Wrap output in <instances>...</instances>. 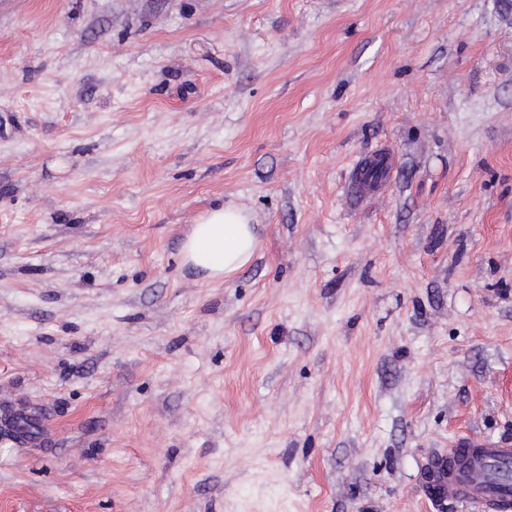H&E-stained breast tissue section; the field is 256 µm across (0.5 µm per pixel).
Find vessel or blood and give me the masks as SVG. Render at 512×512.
<instances>
[{
	"label": "vessel or blood",
	"mask_w": 512,
	"mask_h": 512,
	"mask_svg": "<svg viewBox=\"0 0 512 512\" xmlns=\"http://www.w3.org/2000/svg\"><path fill=\"white\" fill-rule=\"evenodd\" d=\"M500 466L512 467V439L460 437L447 455L431 463L430 498L457 512H512V483L500 479L496 472Z\"/></svg>",
	"instance_id": "obj_1"
}]
</instances>
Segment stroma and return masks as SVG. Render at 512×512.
Listing matches in <instances>:
<instances>
[{"instance_id": "stroma-1", "label": "stroma", "mask_w": 512, "mask_h": 512, "mask_svg": "<svg viewBox=\"0 0 512 512\" xmlns=\"http://www.w3.org/2000/svg\"><path fill=\"white\" fill-rule=\"evenodd\" d=\"M220 204L258 245L211 280ZM16 411L0 512H438L512 436V0H0ZM250 217L224 205L211 209L195 224L182 246L185 264L209 279L226 278L248 265L257 247ZM495 466L512 468L510 438L459 437L448 448V455L432 460L427 483L431 500L461 510L512 511V482L502 481ZM447 505L442 503L439 508Z\"/></svg>"}]
</instances>
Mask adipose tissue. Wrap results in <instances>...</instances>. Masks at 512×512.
<instances>
[{"label": "adipose tissue", "instance_id": "obj_1", "mask_svg": "<svg viewBox=\"0 0 512 512\" xmlns=\"http://www.w3.org/2000/svg\"><path fill=\"white\" fill-rule=\"evenodd\" d=\"M256 247L249 216L238 208L220 205L195 224L183 243L182 258L207 278L220 279L248 265Z\"/></svg>", "mask_w": 512, "mask_h": 512}]
</instances>
